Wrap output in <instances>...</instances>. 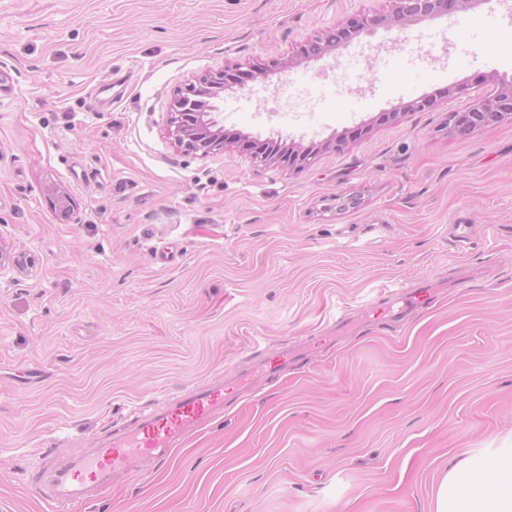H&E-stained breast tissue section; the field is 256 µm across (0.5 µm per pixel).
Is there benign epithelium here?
<instances>
[{
  "instance_id": "1",
  "label": "benign epithelium",
  "mask_w": 512,
  "mask_h": 512,
  "mask_svg": "<svg viewBox=\"0 0 512 512\" xmlns=\"http://www.w3.org/2000/svg\"><path fill=\"white\" fill-rule=\"evenodd\" d=\"M394 7L389 14H357L336 25L326 35L302 45L296 55L281 61L273 59L263 67L248 69L236 67L217 72H208L180 88L174 94L168 113V133L176 148L199 156H207L226 146L224 124L217 118L219 106L211 101L208 111L197 114L192 123L185 112L187 98L211 87L233 75L239 77L235 85L243 88L269 70H284L293 64L321 56L336 46L349 42L364 32L380 26L395 25L401 29L427 19L458 15L475 4V0H393ZM492 92L474 101L467 109L448 113V132L456 136H467L476 130H491L512 122V78L494 79ZM283 151L297 158L288 162L291 168H302L310 163L316 152L296 143L283 146Z\"/></svg>"
}]
</instances>
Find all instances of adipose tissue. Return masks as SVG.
I'll list each match as a JSON object with an SVG mask.
<instances>
[{
  "mask_svg": "<svg viewBox=\"0 0 512 512\" xmlns=\"http://www.w3.org/2000/svg\"><path fill=\"white\" fill-rule=\"evenodd\" d=\"M436 512H512V453L463 458L444 477Z\"/></svg>",
  "mask_w": 512,
  "mask_h": 512,
  "instance_id": "ef3b65f1",
  "label": "adipose tissue"
}]
</instances>
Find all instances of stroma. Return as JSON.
Returning a JSON list of instances; mask_svg holds the SVG:
<instances>
[{
	"instance_id": "stroma-1",
	"label": "stroma",
	"mask_w": 512,
	"mask_h": 512,
	"mask_svg": "<svg viewBox=\"0 0 512 512\" xmlns=\"http://www.w3.org/2000/svg\"><path fill=\"white\" fill-rule=\"evenodd\" d=\"M391 9L0 0V246L17 259L0 270V512H45L23 476L39 449L81 454L137 409L219 379L214 418L72 512H435L461 450L512 449V123L447 128L490 76H512V0H479L472 14L493 26L466 46L471 14L380 27L224 90L225 127L318 144L306 168L231 146L199 157L168 134L183 83ZM397 58L437 82L400 94ZM117 70L126 83L96 107ZM285 90L314 101V120L282 116ZM423 96L436 106L407 111ZM340 193L359 206L337 209ZM455 224L472 231L460 250ZM420 280L433 305L389 330L370 320L380 284Z\"/></svg>"
}]
</instances>
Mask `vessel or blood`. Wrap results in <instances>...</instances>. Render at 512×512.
<instances>
[{"label":"vessel or blood","instance_id":"obj_1","mask_svg":"<svg viewBox=\"0 0 512 512\" xmlns=\"http://www.w3.org/2000/svg\"><path fill=\"white\" fill-rule=\"evenodd\" d=\"M381 310L404 312L429 303L428 289L394 291L378 288ZM224 404V388L219 384L198 387L184 393L172 405L134 417L131 424L108 430L94 448L63 460L57 449H44L37 467L26 469V480L45 487L49 512H70L73 505L91 499L111 486L113 479L136 478L144 459L166 460L171 449L194 432Z\"/></svg>","mask_w":512,"mask_h":512}]
</instances>
